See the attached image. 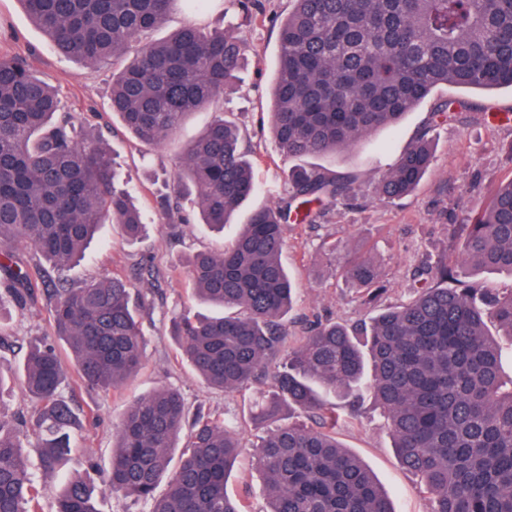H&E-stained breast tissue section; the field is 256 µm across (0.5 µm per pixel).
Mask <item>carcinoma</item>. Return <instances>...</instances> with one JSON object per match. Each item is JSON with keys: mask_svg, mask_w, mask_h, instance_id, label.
<instances>
[{"mask_svg": "<svg viewBox=\"0 0 512 512\" xmlns=\"http://www.w3.org/2000/svg\"><path fill=\"white\" fill-rule=\"evenodd\" d=\"M54 51L90 68L112 65V117L141 145L171 139L194 112L221 110L247 42L191 20L154 39L177 5L188 13L209 0H18ZM278 28L270 132L288 159L336 152L395 124L435 88L512 89V0H291ZM433 158L421 131L375 185L387 199L411 193ZM257 191L253 163L235 122L216 116L182 149L163 214L181 219L194 196L201 223L222 232ZM354 181L293 166L272 205L251 212L224 251L193 252L183 264L195 296L222 313L171 318L180 354L211 389L243 393L262 380L258 414L286 409L290 421L256 445L266 512H394L371 471L336 440L340 415L323 396L347 401L368 386L402 465L419 477L430 512H512V291L491 292L483 273L512 276V180L500 185L472 224L461 225L462 259H440L414 273L411 299L368 323L305 328L286 349L294 288L282 261L292 211L346 201ZM104 224L129 242L145 224L120 184L103 141L78 132L58 91L20 54L0 53V305L40 295L54 335L82 384L118 390L142 367L149 294L118 273L73 286L61 276ZM59 273L24 258L26 247ZM359 298L384 290L368 257L342 269ZM498 335L488 333V324ZM23 380L41 405L38 464L60 471L81 420L61 393L65 370L56 345L30 343ZM189 408L162 387L126 409L116 431L107 483L149 512H248L227 491L243 447L216 412ZM168 478L163 494L156 489ZM41 491L17 428L0 419V512H40ZM55 512H98L95 486L68 479Z\"/></svg>", "mask_w": 512, "mask_h": 512, "instance_id": "carcinoma-1", "label": "carcinoma"}]
</instances>
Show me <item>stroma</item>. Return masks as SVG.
Listing matches in <instances>:
<instances>
[{
    "label": "stroma",
    "instance_id": "35a3bbf8",
    "mask_svg": "<svg viewBox=\"0 0 512 512\" xmlns=\"http://www.w3.org/2000/svg\"><path fill=\"white\" fill-rule=\"evenodd\" d=\"M266 12L248 20L236 8L209 13L212 27L234 25L250 46L238 89L225 96L224 114L238 125L242 142L254 161L257 193L237 213L223 232L197 223L193 202H185L186 223L171 224L161 213L160 197L176 171L182 145L215 116L205 110L189 117L175 138L158 147H146L128 137L110 114L112 68L89 69L56 54L46 37L28 19L18 0H0V53L26 56L33 69L54 85L66 106L84 113L102 129L120 169L125 187L137 199L146 224L143 238L127 242L116 226L103 225L85 258L72 265L66 277L80 284L94 277L120 273L138 288L154 289V308L143 320L147 338L143 367L122 394L112 395L76 385L73 400L83 410L84 427L76 435L62 474L37 469L35 419L39 406L21 382L0 396V418L16 423L25 444L30 467L42 490L41 512H54V494L62 475H75L97 484L98 512H148L142 502L126 499L102 487V476L112 461L114 427L137 397L163 386L183 394L190 408L224 414L239 423L244 446L229 476L228 490L244 499L249 512H264L266 491L254 465V447L261 436L288 420L287 412L255 419L253 405L267 389L256 382L242 394L208 389L182 360L169 333L172 316L206 312L192 294L181 261L194 250H223L255 208L275 203L285 191L291 165L279 152L269 132L272 79L278 61V27L273 19L286 15L289 0H263ZM452 104L453 114L433 132L434 160L417 188L396 200L377 197V179L388 172L427 124L441 102ZM313 164L329 173L355 180L358 196L352 204L312 207L308 223L295 226L283 253L297 288L294 316L353 323L370 318L376 307L363 304L341 277L352 259L373 258L385 291L384 306H396L409 297L410 277L422 263L461 251L458 225L471 223L486 207L493 190L512 180V90L466 91L441 86L395 125L362 137L354 145L316 156ZM153 269L152 279L142 278L141 267ZM379 304V305H380ZM5 328L18 345L50 334L52 325L44 298L5 313ZM345 419L336 429L337 439L373 472L391 498L396 512H430V501L418 477L400 463L381 409L371 392H363L355 406L344 409Z\"/></svg>",
    "mask_w": 512,
    "mask_h": 512
}]
</instances>
